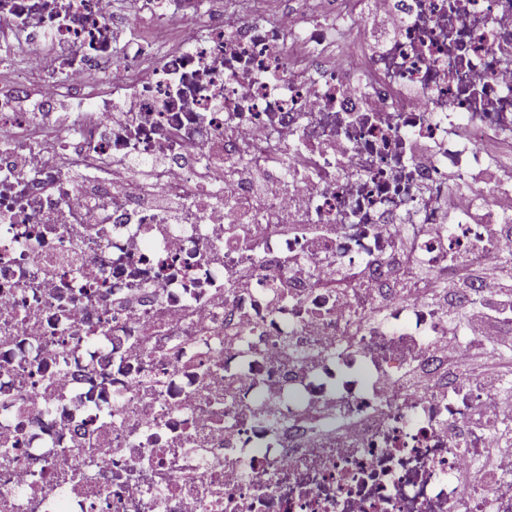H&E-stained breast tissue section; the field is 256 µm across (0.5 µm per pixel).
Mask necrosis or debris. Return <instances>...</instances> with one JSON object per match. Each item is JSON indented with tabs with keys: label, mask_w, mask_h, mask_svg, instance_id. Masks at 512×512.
Instances as JSON below:
<instances>
[{
	"label": "necrosis or debris",
	"mask_w": 512,
	"mask_h": 512,
	"mask_svg": "<svg viewBox=\"0 0 512 512\" xmlns=\"http://www.w3.org/2000/svg\"><path fill=\"white\" fill-rule=\"evenodd\" d=\"M109 2L0 0V512H512L465 477L502 419L467 316L512 299L449 286L512 253V0H374L377 52L357 0H154L180 49L102 93ZM42 100L43 97L37 86H34L26 95L27 105L32 107L31 112H53V114L47 119L50 127L55 131H66L71 125L73 112V110L71 112L67 101L60 100L54 106L42 109Z\"/></svg>",
	"instance_id": "necrosis-or-debris-1"
}]
</instances>
